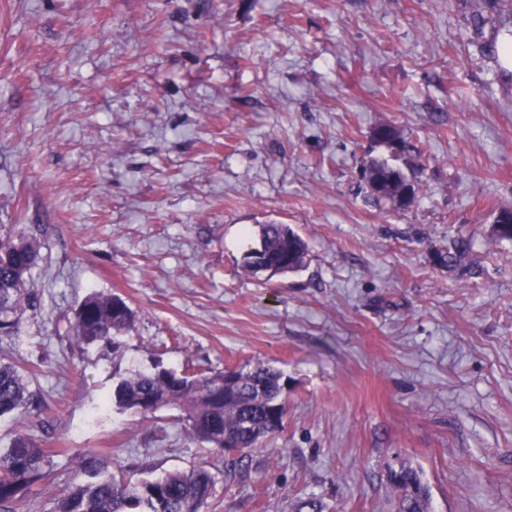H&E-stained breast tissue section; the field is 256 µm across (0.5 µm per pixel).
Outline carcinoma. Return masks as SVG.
Listing matches in <instances>:
<instances>
[{
	"instance_id": "1",
	"label": "carcinoma",
	"mask_w": 512,
	"mask_h": 512,
	"mask_svg": "<svg viewBox=\"0 0 512 512\" xmlns=\"http://www.w3.org/2000/svg\"><path fill=\"white\" fill-rule=\"evenodd\" d=\"M501 0H475L472 25L483 28L490 17L487 10ZM507 32L501 46L488 50L512 55V13L498 18ZM261 252L243 258L247 272L273 270L293 273L306 263L308 245L286 224L261 227ZM471 250V240L459 236L440 263L457 268ZM37 252L23 235L0 236V341L12 339L20 329L23 315L35 308L29 290V276ZM135 322L134 310L120 297L92 292L74 313L75 339L86 345L103 343L116 350L118 337L129 332ZM282 374L272 368L253 371H219L195 376L185 371L160 369L132 371L117 380L110 401L124 410L153 414L165 407L180 409L187 433L213 448L232 442L243 450L257 447L263 439L282 428L270 417L271 406L282 401ZM41 397L29 390L18 367L0 359V417L18 411L40 416ZM49 451L29 433L15 435L0 448V512H19L32 486L51 480ZM404 490L399 512H428V492L417 470L404 468L394 474ZM214 476L204 466L187 472L173 471L163 476L131 483L120 467L110 471L99 456L86 452L75 466V479L58 499L54 512H204L214 490Z\"/></svg>"
}]
</instances>
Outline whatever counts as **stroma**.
Masks as SVG:
<instances>
[{
  "label": "stroma",
  "mask_w": 512,
  "mask_h": 512,
  "mask_svg": "<svg viewBox=\"0 0 512 512\" xmlns=\"http://www.w3.org/2000/svg\"><path fill=\"white\" fill-rule=\"evenodd\" d=\"M471 0H0V233L35 237L36 310L6 356L42 398L0 418L54 479L78 452L138 481L203 465L207 512H396L416 469L429 512H512V63L484 52ZM396 126L417 194L371 195L370 137ZM265 224L309 245L246 273ZM463 269L434 257L454 237ZM93 291L136 313L119 355L77 344ZM272 367L283 428L218 452L182 414L103 407L154 364Z\"/></svg>",
  "instance_id": "35a3bbf8"
}]
</instances>
